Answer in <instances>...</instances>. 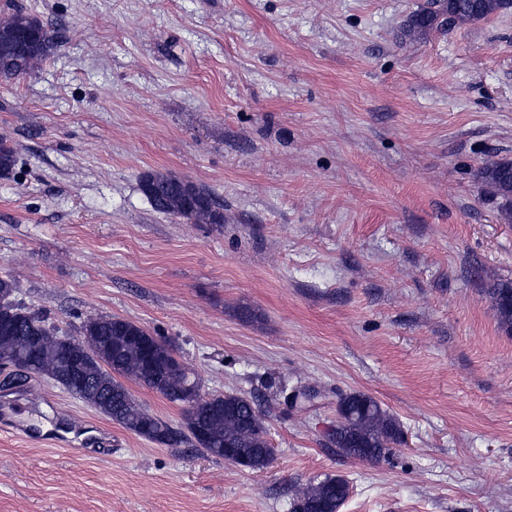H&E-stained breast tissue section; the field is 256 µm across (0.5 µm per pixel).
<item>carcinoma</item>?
<instances>
[{
	"mask_svg": "<svg viewBox=\"0 0 512 512\" xmlns=\"http://www.w3.org/2000/svg\"><path fill=\"white\" fill-rule=\"evenodd\" d=\"M512 10V0H431V6L413 13L403 23L409 30L426 31L458 24H477ZM0 78L28 74L47 58L55 45L51 30L36 15L16 8L0 19ZM15 149L0 139V178L16 166ZM486 192L498 201L499 212L512 220V160L485 163L476 173ZM140 186L152 207L193 224L224 223V206L208 190L173 173L148 172ZM9 275L0 276V361L25 372L44 375L68 393L118 422L133 434L175 448L205 430L210 441L202 448L224 457L230 443L247 458L248 469L261 470L269 462L270 448L263 413L254 400L237 394H196L199 380L178 358L169 341L146 359L144 342L150 332L112 315H89L77 336L65 337L48 325L47 318L23 303ZM499 324L512 333V281L486 289ZM131 380L181 407L184 427L174 428L149 412L123 380ZM340 424L334 443L345 456L369 461L385 458L390 445L402 442L398 420L370 396L347 394L339 402ZM350 495L349 481L327 475L295 487L291 512H340Z\"/></svg>",
	"mask_w": 512,
	"mask_h": 512,
	"instance_id": "cac0c4a2",
	"label": "carcinoma"
}]
</instances>
